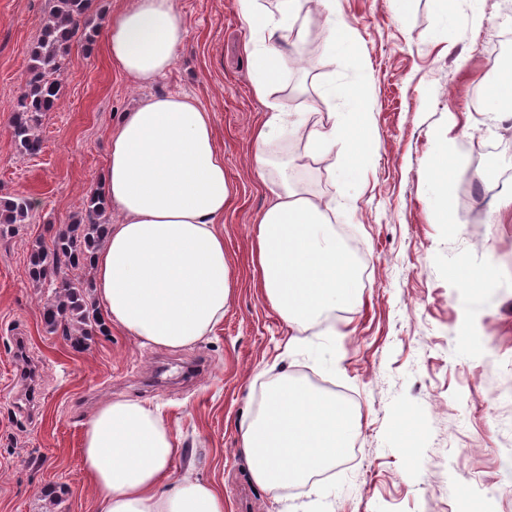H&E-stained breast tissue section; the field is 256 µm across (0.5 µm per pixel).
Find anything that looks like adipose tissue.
Wrapping results in <instances>:
<instances>
[{"instance_id": "ef3b65f1", "label": "adipose tissue", "mask_w": 512, "mask_h": 512, "mask_svg": "<svg viewBox=\"0 0 512 512\" xmlns=\"http://www.w3.org/2000/svg\"><path fill=\"white\" fill-rule=\"evenodd\" d=\"M241 2L253 91L268 102L253 156L262 170L264 147L287 120L268 96L290 60L301 7L300 0H278L269 12L260 0ZM104 39L130 80L155 81L183 46L176 0H126L108 17ZM309 138L315 152L339 148L352 162L371 131L364 121L343 120ZM97 185L123 217L107 226L105 244L93 256L94 301L107 322L168 348L208 336L231 295L222 230L230 187L210 112L184 93L144 99L112 131ZM335 221L320 200L286 182L253 227L264 297L295 330L328 331L329 313L360 296L351 256L332 230ZM357 428L342 400L286 379L241 424L239 445L257 484H300L335 466ZM178 452L175 435L152 405L119 398L99 406L85 423L82 461L101 512H224V497L213 485L174 477Z\"/></svg>"}]
</instances>
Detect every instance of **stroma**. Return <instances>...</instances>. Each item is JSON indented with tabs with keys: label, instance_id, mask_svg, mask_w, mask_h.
<instances>
[{
	"label": "stroma",
	"instance_id": "35a3bbf8",
	"mask_svg": "<svg viewBox=\"0 0 512 512\" xmlns=\"http://www.w3.org/2000/svg\"><path fill=\"white\" fill-rule=\"evenodd\" d=\"M178 2L183 47L154 83L126 78L104 39L88 51L73 44L42 148L22 156L11 123L51 0H0V197L34 203L27 224L0 236V512H98L83 428L119 397L162 408L181 444L175 474L212 483L224 512H460L462 486L484 512H512V211L487 195L512 171V152L499 149L512 113L490 127L471 108L472 91L505 66L496 47L512 34V0H456L444 17L434 0H411L404 12L396 0H336L361 69L335 46L322 8L303 0L300 62L271 97L302 113L304 126L267 146L263 171L252 155L265 106L252 90L240 0ZM349 86L367 96L374 135L351 178L339 152L313 154L307 141L308 129L353 111L341 94ZM167 92L210 112L224 151V320L185 348L113 330L74 351L42 322L48 291L26 275L31 246L84 210L123 113ZM443 143L457 167L447 224L434 211ZM489 145L499 149L496 165L474 163ZM305 175L335 209L333 230L358 274L361 299L332 312V336L295 335L252 279L256 220L284 178ZM476 272L482 284L470 281ZM284 377L336 395L360 424L344 457L294 491L252 479L237 431ZM404 412L417 424L413 461L395 431Z\"/></svg>",
	"mask_w": 512,
	"mask_h": 512
}]
</instances>
